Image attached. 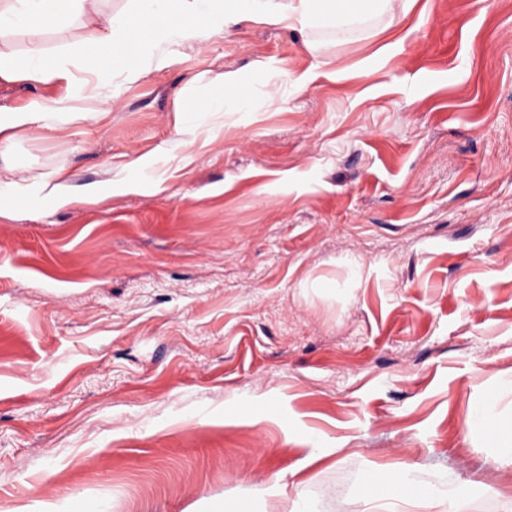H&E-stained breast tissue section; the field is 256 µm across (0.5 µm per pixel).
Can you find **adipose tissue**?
Listing matches in <instances>:
<instances>
[{"label":"adipose tissue","mask_w":512,"mask_h":512,"mask_svg":"<svg viewBox=\"0 0 512 512\" xmlns=\"http://www.w3.org/2000/svg\"><path fill=\"white\" fill-rule=\"evenodd\" d=\"M102 0H0V79H21L33 84L74 81L75 70L93 66L97 77L115 72L135 79L138 68L126 65L129 50L145 54L156 44L177 40L200 44L223 33L241 20L305 28L314 24L345 30L375 14L408 15L409 0H137L130 13L115 16L104 10ZM81 30L77 42L50 54L38 44L18 55L4 35L16 30L39 32L67 20ZM95 81L77 83L75 93L64 98L35 101L0 115V164L10 172L0 179V196L22 199L27 178L14 163L17 139L25 133L56 130L98 117L100 107L110 105L109 95L98 93ZM75 82V81H74ZM468 431L491 440L497 459L512 465V412L498 407L490 396L478 404L465 421ZM436 492L433 482L411 469L392 475L389 485H365L364 495L384 507L426 501Z\"/></svg>","instance_id":"ef3b65f1"}]
</instances>
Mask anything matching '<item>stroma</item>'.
Wrapping results in <instances>:
<instances>
[{"label": "stroma", "instance_id": "35a3bbf8", "mask_svg": "<svg viewBox=\"0 0 512 512\" xmlns=\"http://www.w3.org/2000/svg\"><path fill=\"white\" fill-rule=\"evenodd\" d=\"M159 50L106 114L16 146L0 512H370L367 475L401 467L512 512L464 427L487 394L512 409V0ZM221 70L249 89L211 118ZM66 92L0 81V112ZM61 168L57 208L35 178Z\"/></svg>", "mask_w": 512, "mask_h": 512}]
</instances>
